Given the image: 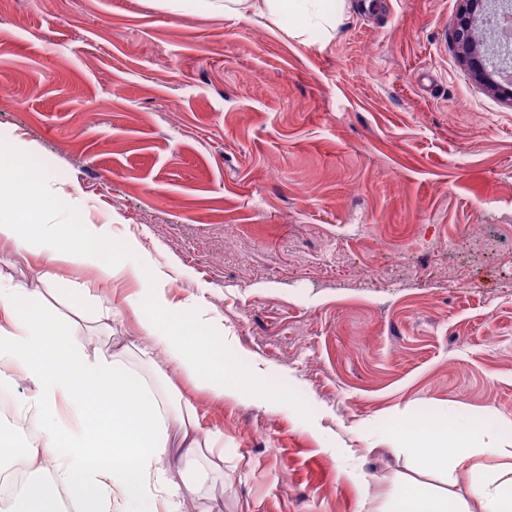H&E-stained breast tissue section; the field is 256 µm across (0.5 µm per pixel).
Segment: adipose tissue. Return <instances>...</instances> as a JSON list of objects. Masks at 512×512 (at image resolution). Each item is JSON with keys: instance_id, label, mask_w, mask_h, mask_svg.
Segmentation results:
<instances>
[{"instance_id": "ef3b65f1", "label": "adipose tissue", "mask_w": 512, "mask_h": 512, "mask_svg": "<svg viewBox=\"0 0 512 512\" xmlns=\"http://www.w3.org/2000/svg\"><path fill=\"white\" fill-rule=\"evenodd\" d=\"M327 0H225L224 10L256 11L272 23L296 20L297 33L307 27L335 28V11ZM30 146L11 136L0 137V242L20 254L52 261L67 255L86 264L106 285L123 279L138 282L131 306L139 311L143 335L140 355L162 347L177 371L192 378L216 398L240 396L238 385L209 355L213 340L223 338L215 317L187 310L167 296L168 273L155 265L137 240H129L134 261L119 264L104 258L100 246L111 230L87 224L73 236V214L84 201L77 187L62 188L26 173ZM66 197L69 214H53L56 197ZM40 294L0 282V387L11 386L15 373L30 383L18 401V413L30 416L40 439L28 460L49 463L51 480L27 478L14 495L12 512H63L52 486L76 512H182L184 491L204 482L198 457L217 447L220 435L203 429L194 404L172 396L164 376L145 375L123 356L89 353L84 339L67 321L49 313L51 301L65 291V280L38 273ZM179 426L178 474L165 467L169 457V425ZM416 462L425 470L466 472L474 482L482 512H512V448L484 441L480 431L449 411L443 423L418 422L401 431Z\"/></svg>"}]
</instances>
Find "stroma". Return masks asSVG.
<instances>
[{
	"mask_svg": "<svg viewBox=\"0 0 512 512\" xmlns=\"http://www.w3.org/2000/svg\"><path fill=\"white\" fill-rule=\"evenodd\" d=\"M461 0H336L296 37L224 0H0V129L77 185V224L173 265L224 324L214 400L153 366L224 437L183 512H377L401 486L481 512L392 426L456 409L512 444V103L456 55ZM89 351L137 342V292Z\"/></svg>",
	"mask_w": 512,
	"mask_h": 512,
	"instance_id": "obj_1",
	"label": "stroma"
}]
</instances>
